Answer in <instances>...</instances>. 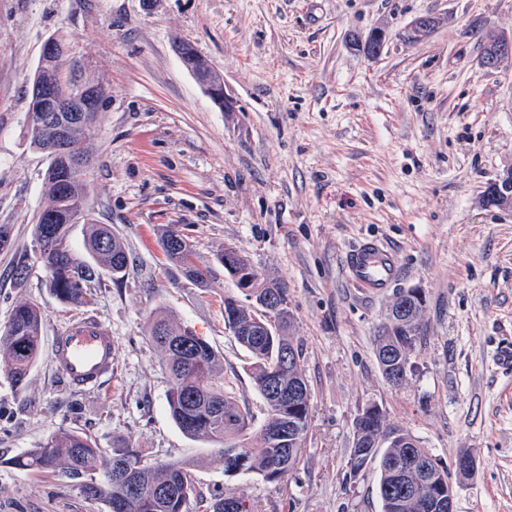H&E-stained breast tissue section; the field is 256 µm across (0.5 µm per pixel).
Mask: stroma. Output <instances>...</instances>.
I'll list each match as a JSON object with an SVG mask.
<instances>
[{"label": "stroma", "instance_id": "obj_1", "mask_svg": "<svg viewBox=\"0 0 512 512\" xmlns=\"http://www.w3.org/2000/svg\"><path fill=\"white\" fill-rule=\"evenodd\" d=\"M441 17L407 41L422 15ZM477 23L512 32V0H0V328L12 308L45 312L26 382L0 369V512H106L74 481L11 465L55 430L100 447L131 441L149 461L193 462L205 512L234 494L255 512H381L378 472L350 476L354 422L379 406L440 466L459 451L476 469L455 475L456 512H512V211L482 192L512 163V67L482 68ZM384 28L369 58L354 33ZM67 72L104 97L83 150L88 205L128 253L126 274L97 269L91 304L59 300L36 255L47 155L30 143L28 92L48 38ZM191 43L224 78L237 111L221 112L175 52ZM176 224L207 284L167 258L160 231ZM374 237L401 257L392 288L371 295L346 275L347 254ZM244 251L260 278L288 289L290 334L312 416L298 468L280 483L224 468L219 445L185 436L168 410L170 379L148 339L156 311L202 336L224 360V387L261 429L266 405L251 357L224 326L236 288L219 260ZM24 279H17L18 259ZM422 292V339L402 384L374 354L395 292ZM97 319L115 344L101 386L69 384L51 360L69 323Z\"/></svg>", "mask_w": 512, "mask_h": 512}]
</instances>
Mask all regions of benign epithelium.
I'll return each instance as SVG.
<instances>
[{"mask_svg": "<svg viewBox=\"0 0 512 512\" xmlns=\"http://www.w3.org/2000/svg\"><path fill=\"white\" fill-rule=\"evenodd\" d=\"M386 31L377 28L366 36L357 37L361 47L369 52L373 59L380 57L386 46ZM496 55L494 62L502 66L512 62V34L496 33ZM66 51L60 42L50 39L44 43L38 72L32 81L30 108L35 111L38 127L51 132L63 142L67 136V128L75 126L82 120L81 113L92 109L102 89L97 85L83 84L70 80L65 73ZM53 70L58 73L56 81L43 79L42 73ZM207 95L223 112L237 111V101L224 86V79L218 73L207 79L200 80ZM486 196L496 200L504 210H512V164L504 170L498 180L486 192ZM224 269L235 280L237 287L246 288L252 280L254 268L242 258L235 247L224 248ZM455 487L448 483V498L436 495L431 499V507L444 512H454Z\"/></svg>", "mask_w": 512, "mask_h": 512, "instance_id": "7a95c632", "label": "benign epithelium"}]
</instances>
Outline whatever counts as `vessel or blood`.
<instances>
[{
	"mask_svg": "<svg viewBox=\"0 0 512 512\" xmlns=\"http://www.w3.org/2000/svg\"><path fill=\"white\" fill-rule=\"evenodd\" d=\"M346 270L359 287L378 293L398 278L400 261L394 250L370 239L348 256ZM113 354L110 334L96 319L86 317L58 334L53 362L63 370L71 385L90 389L111 372Z\"/></svg>",
	"mask_w": 512,
	"mask_h": 512,
	"instance_id": "obj_1",
	"label": "vessel or blood"
}]
</instances>
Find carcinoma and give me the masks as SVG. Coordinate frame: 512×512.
<instances>
[{"label":"carcinoma","mask_w":512,"mask_h":512,"mask_svg":"<svg viewBox=\"0 0 512 512\" xmlns=\"http://www.w3.org/2000/svg\"><path fill=\"white\" fill-rule=\"evenodd\" d=\"M471 32L482 46V56H493L494 42L489 32L471 25ZM86 172L66 161L50 160L45 177L48 205L43 212L51 216L46 224H35V237L44 243L41 262L47 271L53 293L63 302L87 305L93 299L91 283L95 270L68 242L72 224L88 226L86 251L96 264L120 278L127 265L123 242L106 224H96L87 208ZM166 256L179 265L185 278L203 286L206 271L190 262L192 243L175 225L164 228L160 236ZM245 298L224 297V326L252 357L251 377L267 406V418L256 437L250 436L252 419L235 396L224 390L222 360L213 347L190 329L164 315L152 322L150 341L164 353L171 379L168 408L172 420L192 439L218 443L224 447L227 471L258 475L263 481H284L299 465L303 442L312 412L311 403L294 411L278 399V391L294 380L307 384L301 369L302 350L287 336L291 311L288 289L274 280L254 277ZM405 311L395 323L385 324L377 338L376 358L386 379L390 367L411 357L421 332L424 303L403 300ZM44 325L43 309L35 303L15 306L7 325L0 331V363L16 384L30 374L40 352ZM397 442L384 452L368 448L369 435L357 430L348 459L349 475L357 476L378 462V495L381 512H425L423 501L435 489L423 484V475L448 476L431 453L411 446L413 437L397 429L387 431ZM142 459L140 452L121 438L112 439L106 450L76 431L52 432L38 448H31L10 463L39 474L64 473L87 487L86 496L106 504L107 512L126 500L136 503L132 512H186L182 503L195 495L191 462L145 464L137 473L136 486L114 474L121 463ZM236 504L234 512H254L249 501L226 496L210 504V512H226L224 502Z\"/></svg>","instance_id":"obj_1"}]
</instances>
